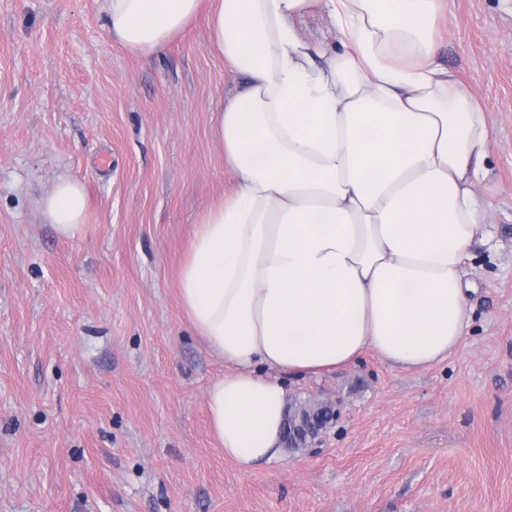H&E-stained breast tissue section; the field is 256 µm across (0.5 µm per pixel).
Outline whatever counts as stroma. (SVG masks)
<instances>
[{
    "label": "stroma",
    "instance_id": "obj_1",
    "mask_svg": "<svg viewBox=\"0 0 512 512\" xmlns=\"http://www.w3.org/2000/svg\"><path fill=\"white\" fill-rule=\"evenodd\" d=\"M436 25L435 63L491 123L467 333L425 371L369 355L302 381L292 398L339 411L320 447L244 473L177 291L234 181L212 120L236 81L205 18L141 57L103 0H0V512H512V0H446ZM61 176L90 198L71 237L37 207Z\"/></svg>",
    "mask_w": 512,
    "mask_h": 512
}]
</instances>
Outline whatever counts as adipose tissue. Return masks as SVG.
I'll use <instances>...</instances> for the list:
<instances>
[{"instance_id":"adipose-tissue-1","label":"adipose tissue","mask_w":512,"mask_h":512,"mask_svg":"<svg viewBox=\"0 0 512 512\" xmlns=\"http://www.w3.org/2000/svg\"><path fill=\"white\" fill-rule=\"evenodd\" d=\"M203 0H104L113 43L163 49ZM438 0H212L210 39L236 90L213 135L235 181L196 224L178 276L187 320L223 360L210 432L243 472L280 458L284 376L372 354L427 370L469 325L464 266L483 230L475 188L486 112L433 63ZM322 10L343 50L312 52ZM88 198L57 179L39 202L70 236ZM309 44L316 49L329 48L340 50V35L328 17L317 8L303 15L297 23Z\"/></svg>"}]
</instances>
